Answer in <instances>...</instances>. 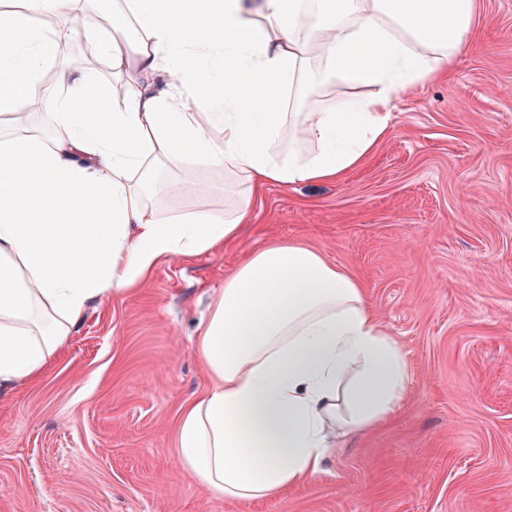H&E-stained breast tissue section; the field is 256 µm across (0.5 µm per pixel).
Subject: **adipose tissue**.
<instances>
[{
  "label": "adipose tissue",
  "instance_id": "obj_1",
  "mask_svg": "<svg viewBox=\"0 0 512 512\" xmlns=\"http://www.w3.org/2000/svg\"><path fill=\"white\" fill-rule=\"evenodd\" d=\"M193 5L194 28L170 17ZM475 0H126L97 51L141 80L122 106L80 78L45 89L38 116L64 143L0 140V397L39 379L88 307L130 293L155 268L234 239L256 191L330 182L384 135L390 105L448 72L472 45ZM67 31L0 12V112L26 111ZM155 72L172 77L150 88ZM370 88L356 100L294 105L306 82ZM220 127L223 139L211 131ZM182 188L224 168L244 188L223 218H165L146 202L158 167ZM108 205L43 230L32 201L66 211L86 188ZM212 386L182 413L176 455L213 497H278L324 471L342 434L392 420L408 363L369 295L319 251L288 241L252 252L224 282L199 338Z\"/></svg>",
  "mask_w": 512,
  "mask_h": 512
}]
</instances>
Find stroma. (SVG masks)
Here are the masks:
<instances>
[{
    "label": "stroma",
    "mask_w": 512,
    "mask_h": 512,
    "mask_svg": "<svg viewBox=\"0 0 512 512\" xmlns=\"http://www.w3.org/2000/svg\"><path fill=\"white\" fill-rule=\"evenodd\" d=\"M473 48L448 78L394 101L386 134L337 182L262 190L239 236L158 266L92 304L33 384L0 399V512H512V0H476ZM122 103L108 59L59 63ZM162 216L223 217L235 188L205 170ZM367 287L409 363L394 421L348 436L316 479L280 497L217 499L175 453L210 385L197 338L231 275L283 241Z\"/></svg>",
    "instance_id": "stroma-1"
}]
</instances>
